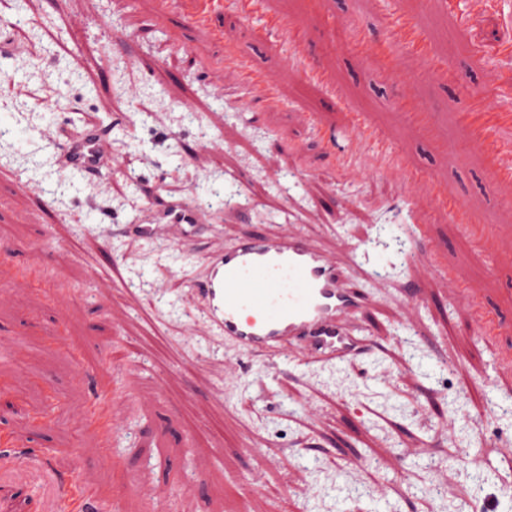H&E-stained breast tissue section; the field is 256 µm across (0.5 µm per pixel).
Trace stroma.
Masks as SVG:
<instances>
[{"instance_id":"35a3bbf8","label":"stroma","mask_w":512,"mask_h":512,"mask_svg":"<svg viewBox=\"0 0 512 512\" xmlns=\"http://www.w3.org/2000/svg\"><path fill=\"white\" fill-rule=\"evenodd\" d=\"M194 3L171 13L164 0H0V126L9 128L0 196L13 211L0 223V248L18 259L40 251L70 290L49 302L0 281V426L19 453L44 457L65 482L93 484L102 505L120 499L124 512H156L160 498L169 512H348L350 491L362 492L367 512H446L477 497L512 512V459L500 453L512 446V413L487 405L512 393V373L495 363L512 350V333L480 341L465 294L480 290L512 321V232L496 254H480L431 201L440 183L478 223L512 225V182L451 132L485 92L512 91V66L501 63L512 5L490 0L471 18L465 0H267V13L298 22L313 61L342 90L334 97L301 77L260 19L215 13L220 43L188 29ZM411 16L431 42L427 54L396 49L384 69L378 55L350 52L357 36L391 45L395 20ZM117 29L131 44L115 46ZM229 51L276 82L278 110L225 100L233 76L218 61ZM160 61L175 81H157ZM408 99L432 108L436 141L398 111ZM20 103L30 111L19 122ZM355 112L394 145L397 168L381 170L366 153L358 168L340 169L302 125L314 114L341 142ZM110 121L101 179L73 175L39 214L31 196L59 174L42 167L51 145ZM216 194L233 206L213 203ZM183 201L196 202L207 229L189 253L178 225L160 240L122 230ZM420 224L426 237L410 240ZM249 231L300 233L340 261L365 255L359 282L372 300L376 352L332 369L296 352L240 356L222 342L190 279L207 252ZM435 251L446 252L447 275L431 264ZM412 281L421 287L413 298ZM62 323L66 345L49 346ZM73 344L80 359L69 355ZM117 348L136 385L160 386L162 410L120 422L123 441L106 457L82 413L89 384L111 388ZM462 378L471 391L456 411L447 401ZM22 411L44 413L45 425L24 426ZM149 430L164 433L165 447H140ZM342 457L353 476L334 469Z\"/></svg>"}]
</instances>
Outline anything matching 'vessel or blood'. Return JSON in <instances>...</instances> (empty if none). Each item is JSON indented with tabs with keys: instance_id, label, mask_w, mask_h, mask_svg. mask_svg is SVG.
Here are the masks:
<instances>
[{
	"instance_id": "obj_1",
	"label": "vessel or blood",
	"mask_w": 512,
	"mask_h": 512,
	"mask_svg": "<svg viewBox=\"0 0 512 512\" xmlns=\"http://www.w3.org/2000/svg\"><path fill=\"white\" fill-rule=\"evenodd\" d=\"M271 29L281 37L292 58L301 66L303 78L314 79L336 91L337 85L328 70L312 64L307 44L301 39L287 37V23L269 17ZM402 46L423 53L424 45L415 20H402L393 32ZM227 68L233 69L242 85L267 104L279 102L280 91L263 69L255 67L242 55L225 58ZM353 141L338 156L341 165L357 161L360 149L390 162L394 150L389 142L376 134L363 115L352 118ZM479 152L497 160L500 175L512 177V159L507 158L504 143L497 131L484 127L475 134ZM436 204L448 214L451 222L459 224L462 232L483 251L494 252L502 230L498 224L472 223L468 212L457 197L443 187L434 190ZM358 261L341 263L325 251L312 245L301 235L246 234L213 252L193 289L209 324L219 330L226 342L238 351H281L296 347L308 357L327 365L352 363L365 354L371 345L367 336L356 335L352 319L366 316V298L357 286ZM42 286L47 297L65 294L66 285L57 269L32 255L14 264L0 255V280ZM476 335L489 341L505 333V321L485 305L480 296H472ZM138 403L136 393L121 394L120 390L96 393L83 413L86 430L102 451H110L118 442L115 413L120 399ZM10 432L0 431V480L15 479L18 470L29 477L47 481L55 496L61 497L64 512H97L88 485H63L38 457H29L18 465Z\"/></svg>"
}]
</instances>
